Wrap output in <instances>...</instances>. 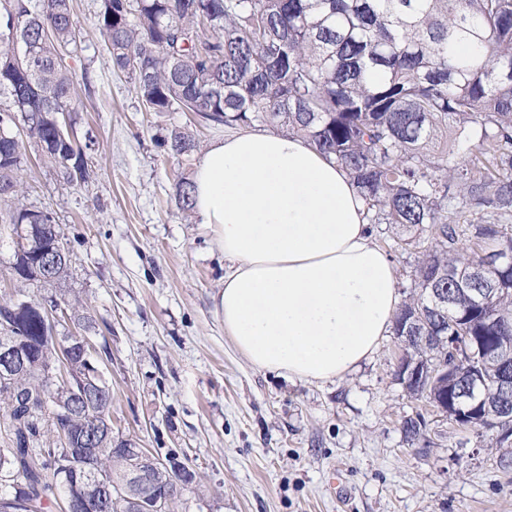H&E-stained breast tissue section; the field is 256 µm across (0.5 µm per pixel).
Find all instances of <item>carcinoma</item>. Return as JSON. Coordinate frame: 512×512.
<instances>
[{"instance_id":"carcinoma-1","label":"carcinoma","mask_w":512,"mask_h":512,"mask_svg":"<svg viewBox=\"0 0 512 512\" xmlns=\"http://www.w3.org/2000/svg\"><path fill=\"white\" fill-rule=\"evenodd\" d=\"M97 26L112 64L134 80L146 111L181 110L228 127L259 122L306 138L341 165L361 190L371 224H393L418 260L411 294L394 317L401 337L414 316L426 323L407 348L426 372L448 361V343L469 348L461 381L477 372L494 390L500 366L481 359L512 335V0H100ZM76 43L72 0H6L0 13V224L14 234L30 224L13 270L40 283L33 268L45 247L62 253L50 281L64 279L71 256L47 210L18 203L23 144L11 128L22 119L47 162L70 184L86 183L83 148L60 118L77 111L78 93L62 61ZM468 45L469 51L461 50ZM174 155L197 148L187 129L171 130ZM180 209L193 210V185L176 184ZM432 238L422 239L425 227ZM496 263L484 272L485 260ZM497 288L490 298L461 290ZM454 304L438 307L432 292ZM28 350L25 373L0 382V420L13 435L0 448V478L22 481L0 498V512H46L55 493L82 512H136L139 501L167 491L172 503L195 483L194 472L158 467L145 448L116 444L112 393L87 382L78 354L63 360L41 315L17 300L0 305V341ZM410 397L448 410L446 391L430 379ZM62 441L36 448L42 424ZM98 428L92 442L87 428ZM402 429L413 443L420 418ZM143 473L129 478L130 463Z\"/></svg>"}]
</instances>
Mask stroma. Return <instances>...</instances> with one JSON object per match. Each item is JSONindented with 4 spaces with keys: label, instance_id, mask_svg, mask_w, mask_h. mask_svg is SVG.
<instances>
[{
    "label": "stroma",
    "instance_id": "35a3bbf8",
    "mask_svg": "<svg viewBox=\"0 0 512 512\" xmlns=\"http://www.w3.org/2000/svg\"><path fill=\"white\" fill-rule=\"evenodd\" d=\"M72 6L79 39L67 63L83 88L72 130L91 178L66 183L28 140L20 200L52 213L73 254L64 286L94 322L87 334L112 391L113 433L177 452L196 474L204 503L188 492L175 512H512V465L491 432L408 397L397 336L328 383L256 368L236 350L216 307L224 257L176 201L177 181L228 129L145 111L97 30L99 0ZM175 127L193 132L198 150L169 154L163 140ZM397 236L394 225L373 227L406 298L415 256ZM15 248L0 229V303L54 294L14 278ZM418 414L425 428L412 444L402 424Z\"/></svg>",
    "mask_w": 512,
    "mask_h": 512
}]
</instances>
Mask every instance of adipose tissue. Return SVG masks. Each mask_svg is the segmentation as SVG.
I'll list each match as a JSON object with an SVG mask.
<instances>
[{
    "label": "adipose tissue",
    "mask_w": 512,
    "mask_h": 512,
    "mask_svg": "<svg viewBox=\"0 0 512 512\" xmlns=\"http://www.w3.org/2000/svg\"><path fill=\"white\" fill-rule=\"evenodd\" d=\"M194 212L227 263L217 308L257 368L331 382L370 357L400 302L358 188L305 140L241 132L202 153Z\"/></svg>",
    "instance_id": "adipose-tissue-1"
}]
</instances>
